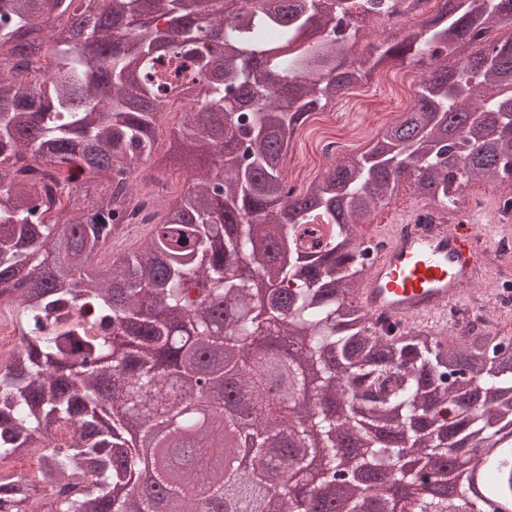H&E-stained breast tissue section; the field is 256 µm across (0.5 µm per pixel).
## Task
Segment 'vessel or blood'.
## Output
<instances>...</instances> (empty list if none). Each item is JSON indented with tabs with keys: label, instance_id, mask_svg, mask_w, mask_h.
<instances>
[{
	"label": "vessel or blood",
	"instance_id": "vessel-or-blood-1",
	"mask_svg": "<svg viewBox=\"0 0 512 512\" xmlns=\"http://www.w3.org/2000/svg\"><path fill=\"white\" fill-rule=\"evenodd\" d=\"M429 204L384 228L382 248L370 258L355 298L374 318L392 324L433 325L448 331V309L470 293L488 258L476 243V216L459 225L429 224Z\"/></svg>",
	"mask_w": 512,
	"mask_h": 512
}]
</instances>
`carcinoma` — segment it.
<instances>
[{"mask_svg": "<svg viewBox=\"0 0 512 512\" xmlns=\"http://www.w3.org/2000/svg\"><path fill=\"white\" fill-rule=\"evenodd\" d=\"M393 31L377 59L347 58L362 22L394 0H0V305L19 329L0 362V465L40 449L32 476L0 470V512H159L115 488L139 448L123 437L192 427L181 382L212 407L208 440L180 480L154 470L181 512H225L224 498H259V481L207 466L209 443L239 429L199 358L212 350L268 421L251 448L279 447L300 416L291 395L265 397L279 336L305 337L288 362L298 390L346 389L350 429L317 410L281 466L318 455L336 480L342 438L392 433L428 457L403 473L434 488L408 512H454L448 455L494 453L488 485L512 495L511 345L470 324L436 348L435 334L380 327L345 299L365 267L357 227L401 183L448 210L474 179L512 181V0H436ZM427 60L413 107L362 154L341 157L305 193L288 186L289 141L307 117L381 63ZM190 105L158 169L191 184L162 212L133 202L137 164L156 151L171 96ZM108 176L92 191V179ZM137 248L103 261L131 222ZM315 371L310 376L309 371Z\"/></svg>", "mask_w": 512, "mask_h": 512, "instance_id": "cac0c4a2", "label": "carcinoma"}]
</instances>
